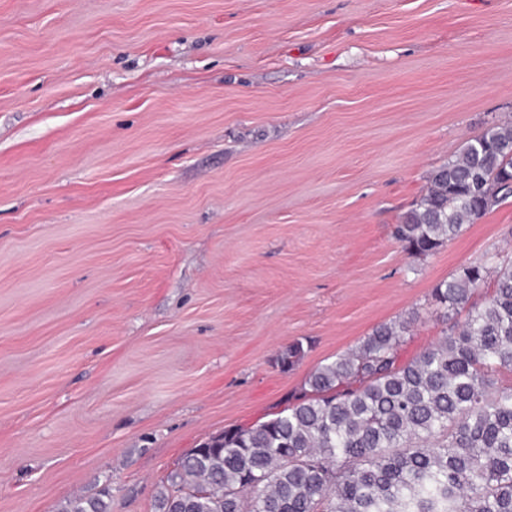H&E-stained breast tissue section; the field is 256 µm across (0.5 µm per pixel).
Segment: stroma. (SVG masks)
<instances>
[{"instance_id": "obj_1", "label": "stroma", "mask_w": 512, "mask_h": 512, "mask_svg": "<svg viewBox=\"0 0 512 512\" xmlns=\"http://www.w3.org/2000/svg\"><path fill=\"white\" fill-rule=\"evenodd\" d=\"M509 119L512 0H0V512H155L377 325L437 341L512 197L428 256L394 227ZM59 512H112V509L102 497H76L63 505Z\"/></svg>"}]
</instances>
